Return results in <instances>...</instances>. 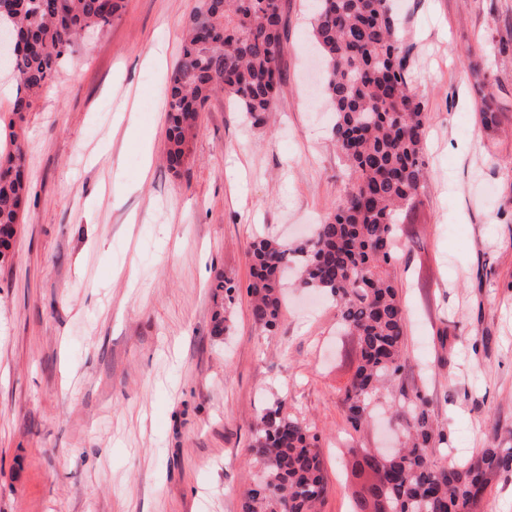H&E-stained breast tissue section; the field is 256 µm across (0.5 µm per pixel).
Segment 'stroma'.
I'll return each mask as SVG.
<instances>
[{"label":"stroma","mask_w":512,"mask_h":512,"mask_svg":"<svg viewBox=\"0 0 512 512\" xmlns=\"http://www.w3.org/2000/svg\"><path fill=\"white\" fill-rule=\"evenodd\" d=\"M394 3L427 177L391 266L409 363L371 417L347 421L359 349L332 298L288 291L268 334L247 293L254 239L304 237L345 179L310 0H283L267 122L214 92L178 174L163 161L165 87L197 0H125L24 124L28 204L0 266V512H241L257 418L279 401L319 436L323 512H353V463L395 447L417 388L456 456L512 447V0ZM133 121L149 137L144 180ZM223 311L230 330L213 335Z\"/></svg>","instance_id":"35a3bbf8"}]
</instances>
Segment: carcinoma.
I'll use <instances>...</instances> for the list:
<instances>
[{
    "instance_id": "cac0c4a2",
    "label": "carcinoma",
    "mask_w": 512,
    "mask_h": 512,
    "mask_svg": "<svg viewBox=\"0 0 512 512\" xmlns=\"http://www.w3.org/2000/svg\"><path fill=\"white\" fill-rule=\"evenodd\" d=\"M29 9L0 13V30L15 29L26 47L7 66L24 95L16 97L0 152V265L12 257L28 185L24 143L16 125L53 77L59 60L85 30L100 29L123 0H33ZM312 35L328 65L326 94L335 109L332 137L347 180L314 235L291 245L270 238L252 244L251 316L267 331L283 315L282 275L331 296L344 329L357 337L360 358L344 391L347 418L361 426L373 396L405 368L407 318L389 268L402 216L426 176L423 103L406 77L399 20L387 0H312ZM282 0H198L167 89L164 161L178 173L189 163L200 113L216 89L262 124L282 81ZM403 446L370 454L365 466L391 512H481L497 475H512V448H483L462 462L437 463L445 441L417 390ZM318 436L279 405L263 410L251 451L262 466L242 512H321L327 495Z\"/></svg>"
}]
</instances>
